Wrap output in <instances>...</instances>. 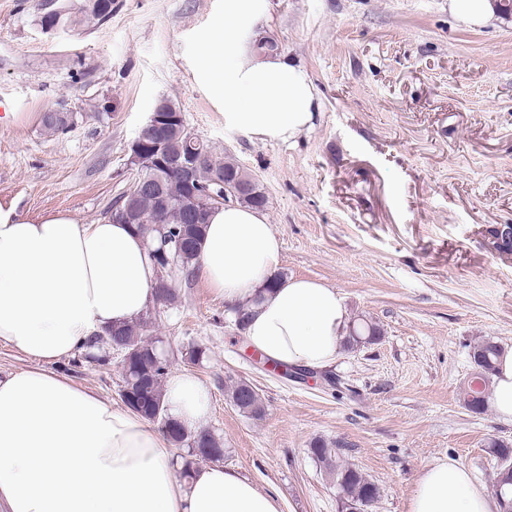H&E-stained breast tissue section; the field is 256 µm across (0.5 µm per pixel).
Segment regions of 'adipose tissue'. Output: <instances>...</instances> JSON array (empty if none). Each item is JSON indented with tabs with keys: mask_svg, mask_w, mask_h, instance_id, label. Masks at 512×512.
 Returning a JSON list of instances; mask_svg holds the SVG:
<instances>
[{
	"mask_svg": "<svg viewBox=\"0 0 512 512\" xmlns=\"http://www.w3.org/2000/svg\"><path fill=\"white\" fill-rule=\"evenodd\" d=\"M268 0H224L201 42L198 74L229 128L260 141L308 131L317 109L305 71L282 55L254 56L241 33ZM282 241L264 212L233 203L212 210L194 273L229 310L247 307L244 337L267 358L319 370L347 334L340 293L305 278L277 279ZM157 266L133 225L38 219L0 205V341L38 368L0 377V512H280L277 497L221 464L180 479L166 439L131 411L42 370L84 350L96 332L134 323L154 301ZM164 399L187 429L210 411L193 375H170ZM454 460L417 477L408 512H497Z\"/></svg>",
	"mask_w": 512,
	"mask_h": 512,
	"instance_id": "obj_1",
	"label": "adipose tissue"
}]
</instances>
